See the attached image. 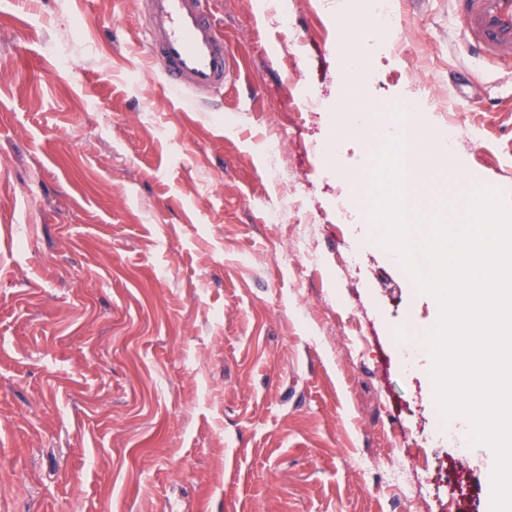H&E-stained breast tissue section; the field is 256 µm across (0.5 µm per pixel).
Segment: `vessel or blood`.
Instances as JSON below:
<instances>
[{
  "label": "vessel or blood",
  "mask_w": 512,
  "mask_h": 512,
  "mask_svg": "<svg viewBox=\"0 0 512 512\" xmlns=\"http://www.w3.org/2000/svg\"><path fill=\"white\" fill-rule=\"evenodd\" d=\"M148 62L176 91H220L228 74L224 32L211 0H142ZM458 35L471 56L512 63V0H456Z\"/></svg>",
  "instance_id": "b4317fda"
}]
</instances>
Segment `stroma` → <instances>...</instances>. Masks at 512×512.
<instances>
[{"label": "stroma", "mask_w": 512, "mask_h": 512, "mask_svg": "<svg viewBox=\"0 0 512 512\" xmlns=\"http://www.w3.org/2000/svg\"><path fill=\"white\" fill-rule=\"evenodd\" d=\"M214 11L207 95L149 67L140 0H0V512H448L416 473L453 454L431 358L401 345L438 307L338 204L393 130L331 135L336 7ZM395 31L368 93L454 139L420 211L474 178L512 204V72L453 0Z\"/></svg>", "instance_id": "stroma-1"}]
</instances>
